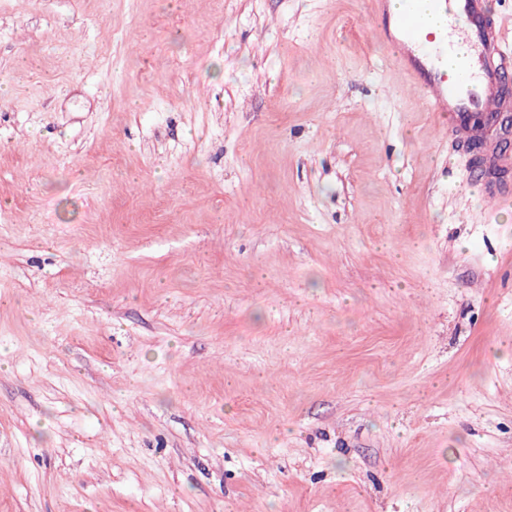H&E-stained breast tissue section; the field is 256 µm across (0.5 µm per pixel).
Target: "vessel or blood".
<instances>
[{
    "instance_id": "1",
    "label": "vessel or blood",
    "mask_w": 512,
    "mask_h": 512,
    "mask_svg": "<svg viewBox=\"0 0 512 512\" xmlns=\"http://www.w3.org/2000/svg\"><path fill=\"white\" fill-rule=\"evenodd\" d=\"M384 44L394 48V68L432 112L448 115L447 132L466 142L485 137L488 127L512 111L503 86L512 80V53L488 0H369ZM479 176L494 205L512 198V155L486 149Z\"/></svg>"
}]
</instances>
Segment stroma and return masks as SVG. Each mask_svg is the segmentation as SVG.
I'll return each instance as SVG.
<instances>
[{
    "label": "stroma",
    "instance_id": "stroma-1",
    "mask_svg": "<svg viewBox=\"0 0 512 512\" xmlns=\"http://www.w3.org/2000/svg\"><path fill=\"white\" fill-rule=\"evenodd\" d=\"M366 0H0V512H512V203Z\"/></svg>",
    "mask_w": 512,
    "mask_h": 512
}]
</instances>
